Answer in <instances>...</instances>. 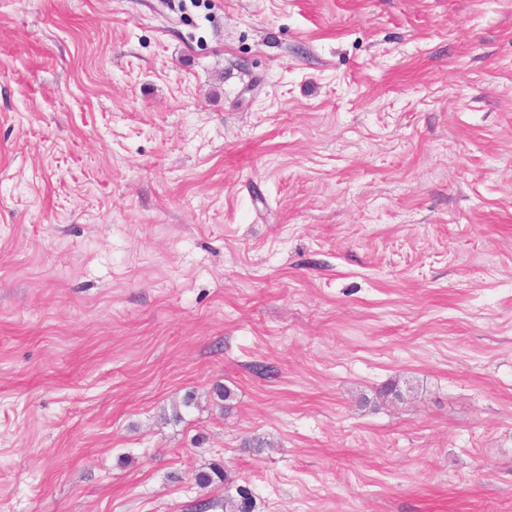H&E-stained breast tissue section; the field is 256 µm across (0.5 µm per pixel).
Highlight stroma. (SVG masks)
I'll return each instance as SVG.
<instances>
[{"mask_svg":"<svg viewBox=\"0 0 512 512\" xmlns=\"http://www.w3.org/2000/svg\"><path fill=\"white\" fill-rule=\"evenodd\" d=\"M241 487L512 512V0H0V512Z\"/></svg>","mask_w":512,"mask_h":512,"instance_id":"stroma-1","label":"stroma"}]
</instances>
